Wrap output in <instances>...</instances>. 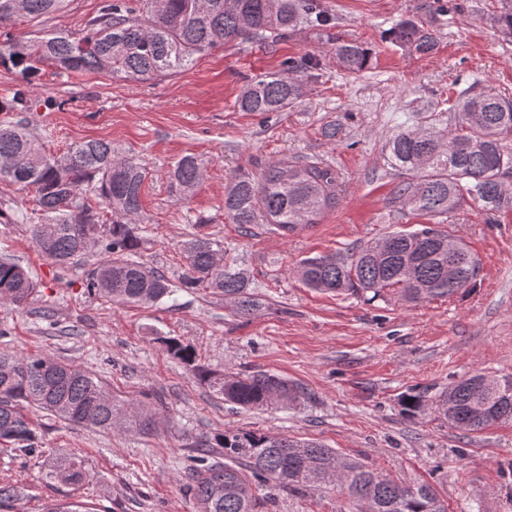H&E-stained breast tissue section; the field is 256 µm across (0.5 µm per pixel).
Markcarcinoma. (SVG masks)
Masks as SVG:
<instances>
[{
    "label": "carcinoma",
    "mask_w": 512,
    "mask_h": 512,
    "mask_svg": "<svg viewBox=\"0 0 512 512\" xmlns=\"http://www.w3.org/2000/svg\"><path fill=\"white\" fill-rule=\"evenodd\" d=\"M68 0H0V22L36 21L61 12ZM324 30L332 16L320 0H104L80 35L64 30L20 38L9 32L0 41V65L18 70L29 82L46 64L66 73H97L148 80L172 75L204 51L235 41L273 45L296 27ZM500 32L512 39V0H501L495 17ZM389 41L429 56L436 48L431 33L410 19L393 24ZM340 66L358 75L371 55L361 43L328 37ZM312 57L286 59L282 71L253 78L244 85L237 106L260 115L284 112L306 94L298 72L317 69ZM29 110L25 90L15 91L0 112ZM451 124L399 129L386 143L390 165L409 176L398 191L401 209L441 224L443 217L473 201L488 215L512 207V99L499 94L462 92L448 107ZM146 168L112 143L80 142L59 156L20 121L0 120V180L35 189L40 221L28 225L40 252L68 267L94 251L99 261L86 275L88 293L112 304L153 306L174 293L164 273L138 258L137 219L142 208ZM169 177L180 196L194 193L202 177L192 155L178 160ZM336 170L320 160L272 162L262 180L234 175L224 189V216L247 228L262 222L288 236L320 223L339 203ZM98 207H93L92 198ZM185 267L179 277L186 288H202L224 297L241 315L262 306L247 270L224 261L223 246L207 233L182 244ZM478 260L468 246L429 224L396 230L382 239L355 245L342 256L302 260L296 274L303 284L324 293L349 294L367 302L390 294L413 303L451 297L471 287ZM29 273L0 255V303L20 306L35 293ZM166 351L185 364L213 395L242 409L260 410L293 403L303 392L276 375L257 371L240 377L197 362L194 352L176 341ZM474 374L448 386L435 398V411L448 425L477 432L512 420V387L488 382L473 388ZM402 411L415 416L428 403L408 393ZM37 408L73 425L114 431L135 427L148 433L149 413L112 397L104 384L84 369L47 354L27 355L0 349V446L31 456L40 452L29 417ZM218 448L224 461L197 457L187 490L197 512H256V490L272 480L288 489H319L332 482L365 512H446L435 487L427 482L402 485L342 458L317 441L290 440L247 429H226L201 439ZM90 478L82 461L57 454L45 463V479L78 486ZM20 487L0 483V512H14ZM42 512H92L87 504L60 501Z\"/></svg>",
    "instance_id": "carcinoma-1"
}]
</instances>
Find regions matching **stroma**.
Masks as SVG:
<instances>
[{"label": "stroma", "mask_w": 512, "mask_h": 512, "mask_svg": "<svg viewBox=\"0 0 512 512\" xmlns=\"http://www.w3.org/2000/svg\"><path fill=\"white\" fill-rule=\"evenodd\" d=\"M333 32L372 51L361 75L343 70L325 36L298 27L275 46L229 44L195 56L174 75L135 81L101 74H63L43 66L33 78L26 118L52 153L89 139L112 142L140 159L149 176L139 215L140 258L177 279L183 241L198 232L224 246L247 268L263 299L244 316L207 291L181 288L154 306H116L87 294L83 281L96 262L86 256L62 268L25 230L34 190L0 180V255L27 268L36 292L23 306L0 304V348L48 354L101 378L113 396L150 406L157 426L104 433L46 413L30 417L40 437L34 456L0 452V481L24 489L21 512H40L69 497L98 512H196L185 474L197 443L231 428L291 439H316L387 477L433 484L447 512H512V421L479 432L448 426L434 410L408 418L402 395L435 398L474 374L512 379V211L488 217L471 203L451 214L444 231L463 240L479 262L465 292L406 303H367L353 295L305 288L295 267L307 257L346 253L395 230H414L421 216L399 212L392 197L402 181L387 162L393 132L431 123L447 127L448 101L459 92L491 91L512 98V39L494 22L500 0H321ZM102 0H69L39 23L19 20L0 32H80ZM410 19L430 30L433 54L395 46L384 33ZM317 56L305 75L306 96L285 112L239 111L248 78L280 71L285 59ZM337 133L324 134L327 125ZM196 156L202 180L188 198L171 187L175 161ZM318 157L335 169L340 202L321 223L291 236L266 225L245 229L224 216V188L236 173L261 177L271 161ZM189 345L199 363L249 375L266 371L301 386L303 401L245 411L216 399L162 341ZM81 456L91 473L80 490L47 481L46 458ZM258 512H348L334 486L287 491L265 483Z\"/></svg>", "instance_id": "obj_1"}]
</instances>
